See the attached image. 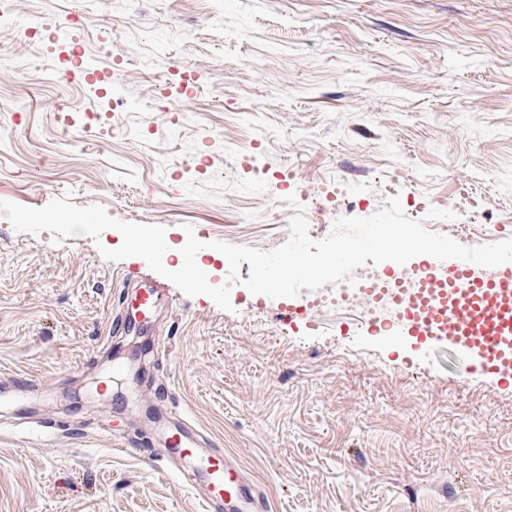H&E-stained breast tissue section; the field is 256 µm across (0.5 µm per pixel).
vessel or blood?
<instances>
[{
  "label": "vessel or blood",
  "instance_id": "b4317fda",
  "mask_svg": "<svg viewBox=\"0 0 512 512\" xmlns=\"http://www.w3.org/2000/svg\"><path fill=\"white\" fill-rule=\"evenodd\" d=\"M445 279L416 277L393 289L403 318L400 331L434 341H448L474 351L482 366L512 372V268L479 278L475 264L444 261ZM121 310L111 334H123L132 320H151L164 291L149 282L122 280ZM177 447L153 449L166 470L193 469L206 480L193 495L201 512H268L264 497L252 487L236 464L219 448H204L203 437L187 419H179Z\"/></svg>",
  "mask_w": 512,
  "mask_h": 512
}]
</instances>
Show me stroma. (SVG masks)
Returning <instances> with one entry per match:
<instances>
[{"mask_svg":"<svg viewBox=\"0 0 512 512\" xmlns=\"http://www.w3.org/2000/svg\"><path fill=\"white\" fill-rule=\"evenodd\" d=\"M45 43L82 45L127 124L0 26V201L70 196L116 219L261 250L294 214L358 194L407 216L456 205L512 238V0H11ZM108 229L56 241L0 213V512H196L139 440L184 412L270 512H512V378L452 345L369 330L359 310L287 318L292 299L187 296ZM165 288L133 359L106 337L119 275ZM162 335V349L152 346ZM32 390L20 395L22 382Z\"/></svg>","mask_w":512,"mask_h":512,"instance_id":"obj_1","label":"stroma"}]
</instances>
